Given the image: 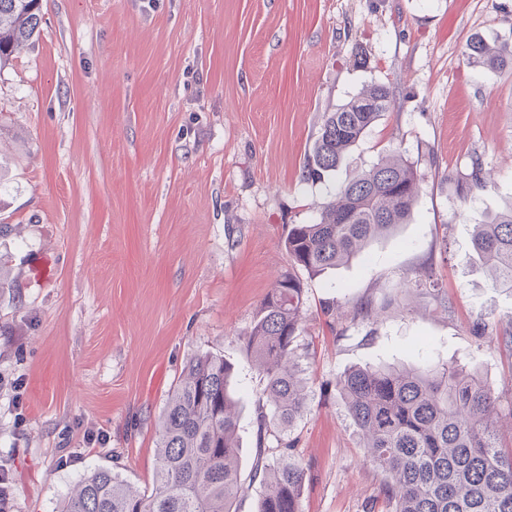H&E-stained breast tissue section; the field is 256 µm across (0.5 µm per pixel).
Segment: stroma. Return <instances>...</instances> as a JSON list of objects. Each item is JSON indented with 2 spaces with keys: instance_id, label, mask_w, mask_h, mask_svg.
Wrapping results in <instances>:
<instances>
[{
  "instance_id": "stroma-1",
  "label": "stroma",
  "mask_w": 512,
  "mask_h": 512,
  "mask_svg": "<svg viewBox=\"0 0 512 512\" xmlns=\"http://www.w3.org/2000/svg\"><path fill=\"white\" fill-rule=\"evenodd\" d=\"M0 69V475L13 512H57L107 467L144 488L185 362L235 368L242 472L262 382L239 341L287 270L288 227L389 151L412 162L410 223L328 273H301L309 410L292 433L302 512H384V475L335 384L380 363L476 369L512 406V293L473 252L512 203V0H43ZM396 95L330 179L303 170L324 113ZM492 172L461 199L453 175ZM436 285L405 292L421 272ZM336 303V316L325 315ZM469 63L483 68L512 67V50L505 45L491 46L483 39H472L465 52Z\"/></svg>"
}]
</instances>
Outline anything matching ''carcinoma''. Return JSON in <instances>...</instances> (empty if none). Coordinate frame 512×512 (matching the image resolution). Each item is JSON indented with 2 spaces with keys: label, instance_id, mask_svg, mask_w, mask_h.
Masks as SVG:
<instances>
[{
  "label": "carcinoma",
  "instance_id": "1",
  "mask_svg": "<svg viewBox=\"0 0 512 512\" xmlns=\"http://www.w3.org/2000/svg\"><path fill=\"white\" fill-rule=\"evenodd\" d=\"M42 19V0H0V67L28 43ZM469 63L512 66V50L483 39L467 44ZM394 108V92L374 82L325 114L303 179L336 172L370 127ZM460 195L492 182L479 160L455 179ZM419 192L413 165L398 151L340 186L308 223L288 229L290 268L263 298L258 319L239 337L263 382L256 455L239 468L238 414L230 391L233 366L202 353L186 362L158 419L157 469L141 490L98 468L71 488L61 512H235L254 483L256 512H301L305 471L291 432L308 410L310 390L298 366L304 284L345 265L374 239L411 220ZM473 250L492 286L512 292V204L475 226ZM336 390L363 439L366 459L385 473L391 512H512V445L489 422L500 396L477 373L451 364L350 369Z\"/></svg>",
  "mask_w": 512,
  "mask_h": 512
}]
</instances>
